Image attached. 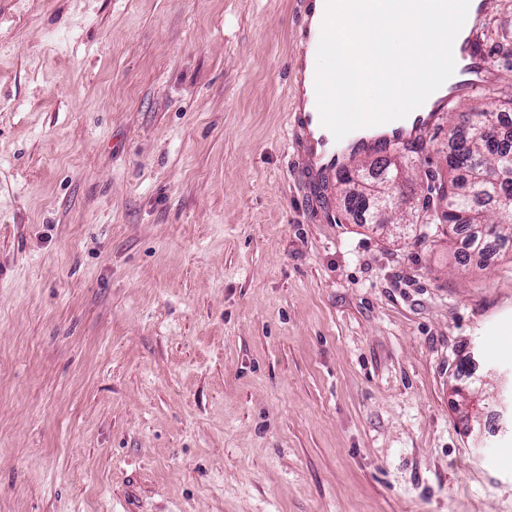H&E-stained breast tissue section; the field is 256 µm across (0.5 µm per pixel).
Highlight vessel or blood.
Listing matches in <instances>:
<instances>
[{"instance_id": "b4317fda", "label": "vessel or blood", "mask_w": 512, "mask_h": 512, "mask_svg": "<svg viewBox=\"0 0 512 512\" xmlns=\"http://www.w3.org/2000/svg\"><path fill=\"white\" fill-rule=\"evenodd\" d=\"M322 0H303L305 23L300 27L304 48L315 47L317 34L308 23ZM482 6H470L462 34L453 46L455 71L449 79L445 94L437 100L425 101L406 118L366 126L352 131L343 139H335L323 125L317 105L316 73L306 63H299L297 79L299 103L295 112L293 131L299 144L298 164L310 182L324 187L333 183L337 173L348 168L362 155L378 154L398 146L422 143L426 133L436 126L442 112L456 98L474 93L493 84L494 69L488 61L485 42L478 22Z\"/></svg>"}]
</instances>
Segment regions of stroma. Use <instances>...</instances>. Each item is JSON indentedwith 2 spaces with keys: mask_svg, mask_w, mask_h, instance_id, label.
<instances>
[{
  "mask_svg": "<svg viewBox=\"0 0 512 512\" xmlns=\"http://www.w3.org/2000/svg\"><path fill=\"white\" fill-rule=\"evenodd\" d=\"M300 2L0 0V512H512V250L309 190ZM343 194L346 211L353 219L358 221V217L361 220L364 218V224H371L376 231L380 230L383 232L390 226L389 224H375L378 203L374 197L367 194L364 195L360 191Z\"/></svg>",
  "mask_w": 512,
  "mask_h": 512,
  "instance_id": "obj_1",
  "label": "stroma"
}]
</instances>
